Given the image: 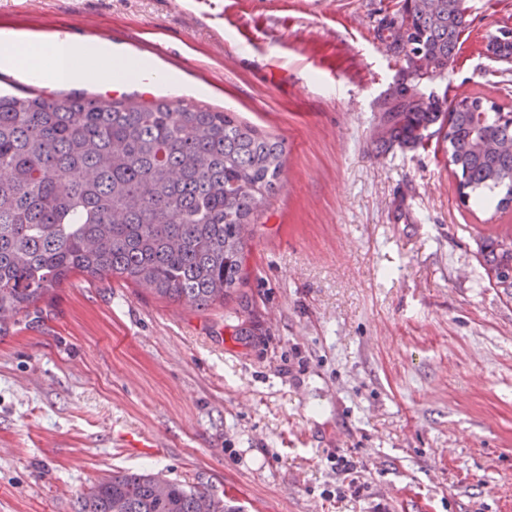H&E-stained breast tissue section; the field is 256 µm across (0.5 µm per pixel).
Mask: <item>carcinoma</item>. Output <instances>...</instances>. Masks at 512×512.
<instances>
[{"label": "carcinoma", "mask_w": 512, "mask_h": 512, "mask_svg": "<svg viewBox=\"0 0 512 512\" xmlns=\"http://www.w3.org/2000/svg\"><path fill=\"white\" fill-rule=\"evenodd\" d=\"M463 0H401L407 42L441 75L466 27ZM380 39L403 66L393 19ZM448 130L462 200L512 211V110L482 96L422 100L418 84L384 101L373 143L386 154ZM285 141L234 112L167 100L103 102L0 91V325L26 314L74 273L119 276L173 301L222 303L243 285L244 248L280 186ZM512 233L480 245L488 279L512 295ZM76 512H236L206 487L115 472Z\"/></svg>", "instance_id": "cac0c4a2"}]
</instances>
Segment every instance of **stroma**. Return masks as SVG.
Segmentation results:
<instances>
[{"label": "stroma", "mask_w": 512, "mask_h": 512, "mask_svg": "<svg viewBox=\"0 0 512 512\" xmlns=\"http://www.w3.org/2000/svg\"><path fill=\"white\" fill-rule=\"evenodd\" d=\"M397 2L0 0V40L110 30L173 76L120 97L226 108L288 147L224 303L74 275L0 327V512H75L119 471L241 512H512V296L479 253L512 213L462 203L441 135L371 151ZM466 5L455 62L420 88L511 109L512 60L486 45L512 0Z\"/></svg>", "instance_id": "1"}]
</instances>
